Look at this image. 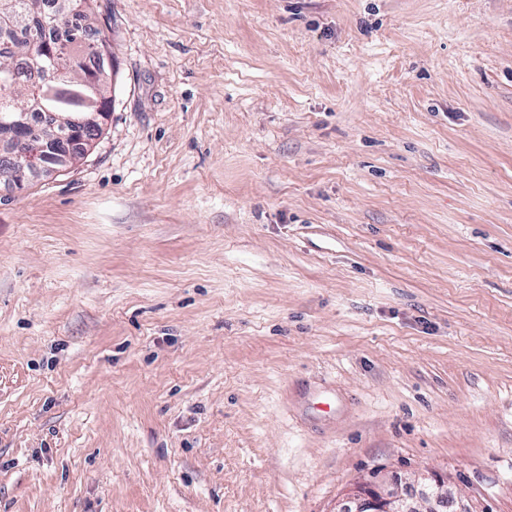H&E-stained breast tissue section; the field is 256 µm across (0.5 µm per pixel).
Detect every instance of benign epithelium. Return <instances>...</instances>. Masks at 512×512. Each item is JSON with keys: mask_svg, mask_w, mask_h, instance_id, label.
Returning a JSON list of instances; mask_svg holds the SVG:
<instances>
[{"mask_svg": "<svg viewBox=\"0 0 512 512\" xmlns=\"http://www.w3.org/2000/svg\"><path fill=\"white\" fill-rule=\"evenodd\" d=\"M30 52L48 61L45 83L60 80V73L53 65L54 53L48 45L33 42ZM81 77L95 87L96 111L69 118L70 131L57 140L48 132L59 123V116L54 112L44 114L38 126L31 123L24 110L13 109L0 115V160L9 161V166L14 168L12 179L16 189H24L34 177L59 172L75 163L79 159L76 152L92 145L93 137L89 133L103 130L112 105L107 77L85 72ZM422 481L424 484L416 493L400 489L396 479L388 482L374 477L362 481L348 492L336 512H471L454 497L444 476L433 472Z\"/></svg>", "mask_w": 512, "mask_h": 512, "instance_id": "1", "label": "benign epithelium"}]
</instances>
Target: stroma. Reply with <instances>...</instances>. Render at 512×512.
<instances>
[{"mask_svg":"<svg viewBox=\"0 0 512 512\" xmlns=\"http://www.w3.org/2000/svg\"><path fill=\"white\" fill-rule=\"evenodd\" d=\"M112 112L0 181V512H512V0H93ZM422 481L417 493H408L399 488L398 479L373 477L353 487L336 512H473L454 497L441 474L432 472Z\"/></svg>","mask_w":512,"mask_h":512,"instance_id":"stroma-1","label":"stroma"}]
</instances>
